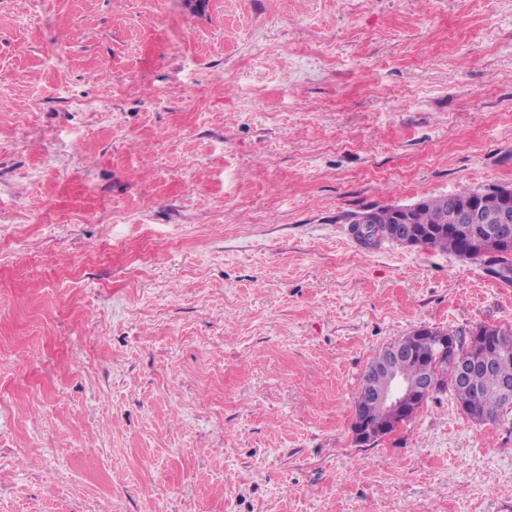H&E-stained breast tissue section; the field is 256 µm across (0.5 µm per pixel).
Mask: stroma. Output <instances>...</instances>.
<instances>
[{"label":"stroma","mask_w":512,"mask_h":512,"mask_svg":"<svg viewBox=\"0 0 512 512\" xmlns=\"http://www.w3.org/2000/svg\"><path fill=\"white\" fill-rule=\"evenodd\" d=\"M512 186V0H0V512H512V412L352 440L373 355L512 284L366 248ZM373 209L363 213L360 217H358V224H353L351 227V231L358 242L363 245H371L375 244L377 241L374 240V235L376 232V228H383L385 225L383 224H393L395 222L394 211L384 205L379 207L377 212L374 215V224H371L370 213ZM359 224H370L367 225V232H364L362 228H360ZM397 214V223L394 224L388 233L389 238L394 243L402 246H408L413 243L416 232L410 224V215L406 207H399Z\"/></svg>","instance_id":"stroma-1"}]
</instances>
